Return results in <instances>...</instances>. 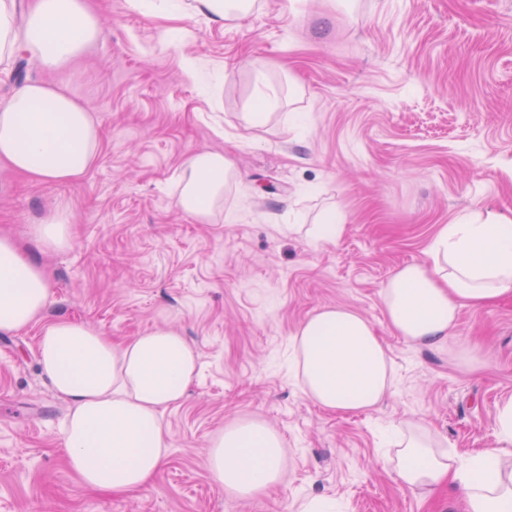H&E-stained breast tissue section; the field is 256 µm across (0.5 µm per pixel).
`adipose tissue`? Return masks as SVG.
Segmentation results:
<instances>
[{"label":"adipose tissue","instance_id":"adipose-tissue-1","mask_svg":"<svg viewBox=\"0 0 512 512\" xmlns=\"http://www.w3.org/2000/svg\"><path fill=\"white\" fill-rule=\"evenodd\" d=\"M16 0H0V67L18 50L47 70H64L93 47L103 20L87 0H32L24 35L16 33ZM101 149L100 125L70 91L33 82L0 99V164L36 182L83 179ZM231 167L220 152H197L185 163L178 207L210 220L224 202ZM72 215L58 208L32 236L42 251L71 244ZM49 295L43 267L19 242L0 236V334L40 321ZM512 295V218L486 211L442 226L421 260L401 266L383 284L389 328L419 347L453 339L463 308L482 310ZM295 370L306 396L323 409L376 408L392 388L386 349L359 313L324 307L291 338ZM40 365L70 411L64 429L68 464L88 489L126 495L148 488L169 440L161 408L178 403L192 383L196 350L173 329H155L116 346L84 323L46 324L38 340ZM283 439L258 422L235 421L211 438L209 472L228 493L249 498L276 485L285 465ZM393 459L406 488L431 495L448 488L463 512H512V402L498 416L495 440L459 462L412 425L400 431Z\"/></svg>","mask_w":512,"mask_h":512}]
</instances>
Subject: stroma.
Here are the masks:
<instances>
[{
	"instance_id": "stroma-1",
	"label": "stroma",
	"mask_w": 512,
	"mask_h": 512,
	"mask_svg": "<svg viewBox=\"0 0 512 512\" xmlns=\"http://www.w3.org/2000/svg\"><path fill=\"white\" fill-rule=\"evenodd\" d=\"M92 4L104 33L80 64L8 69L0 98L25 81L65 85L98 118L100 155L77 183L0 166V233L29 243L30 225L68 208L70 247L40 257L44 323L82 321L116 343L169 327L199 369L161 414L170 447L153 483L109 496L65 463L68 404L41 372L39 326L0 335V512H302L316 498L338 512H460L451 493L400 485L386 435L420 422L462 462L493 442L512 401V297L462 310L456 335L481 360L465 370L393 334L380 291L441 226L512 216V0H255L221 26ZM170 28L186 38L169 43ZM200 150L240 172L208 224L176 206ZM328 209L343 231L314 240ZM324 306L358 312L384 343L394 383L376 409L326 411L295 377L291 336ZM236 419L274 428L287 452L283 483L250 499L208 473L210 437Z\"/></svg>"
}]
</instances>
